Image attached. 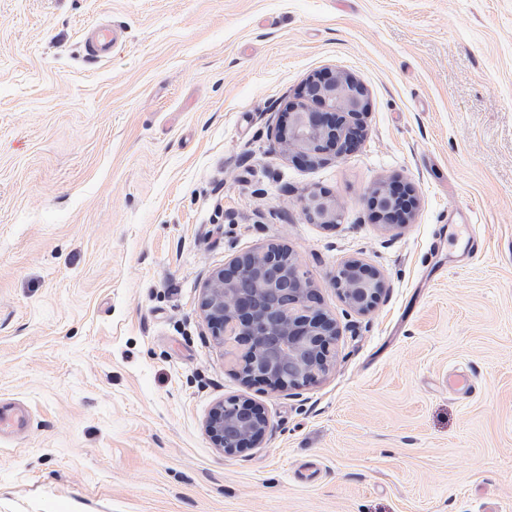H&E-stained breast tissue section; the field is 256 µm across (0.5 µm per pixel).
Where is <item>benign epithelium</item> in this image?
I'll use <instances>...</instances> for the list:
<instances>
[{
  "instance_id": "obj_1",
  "label": "benign epithelium",
  "mask_w": 512,
  "mask_h": 512,
  "mask_svg": "<svg viewBox=\"0 0 512 512\" xmlns=\"http://www.w3.org/2000/svg\"><path fill=\"white\" fill-rule=\"evenodd\" d=\"M366 110V92L357 80L315 75L304 84L300 101L287 105L288 124L275 132V143L305 165L326 164L361 144ZM367 202L385 228L395 229L409 221L416 196L411 183L401 182L376 187ZM300 204L315 224L337 225L342 219L337 199L321 191L304 193ZM332 284L357 314L371 312L386 294L381 271L355 258L336 266ZM199 307L212 336L233 348L235 370L245 383L301 389L336 367L333 346L340 326L323 311L312 281L284 246L269 244L235 256L205 281ZM204 429L212 445L232 457L260 447L273 426L259 406L228 397L212 408Z\"/></svg>"
}]
</instances>
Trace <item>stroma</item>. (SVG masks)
I'll use <instances>...</instances> for the list:
<instances>
[{"instance_id":"stroma-1","label":"stroma","mask_w":512,"mask_h":512,"mask_svg":"<svg viewBox=\"0 0 512 512\" xmlns=\"http://www.w3.org/2000/svg\"><path fill=\"white\" fill-rule=\"evenodd\" d=\"M102 21L125 42L91 61ZM318 73L363 85L366 134L307 167L270 131ZM394 180L418 204L389 230L366 199ZM269 243L343 329L298 390L242 384L198 308ZM350 258L388 282L364 315ZM229 396L263 447H212ZM2 398L30 426L0 512H512V0H0ZM303 212L314 224L337 225L342 219L339 202L333 196L311 190L301 196ZM332 284L347 309L357 314L371 312L383 300L387 290L381 271L355 258L336 266ZM204 429L214 448L232 457L247 448L261 447L273 426L259 406L228 397L212 408Z\"/></svg>"}]
</instances>
